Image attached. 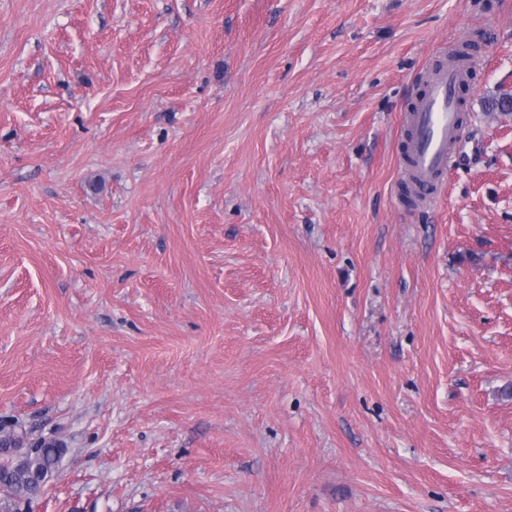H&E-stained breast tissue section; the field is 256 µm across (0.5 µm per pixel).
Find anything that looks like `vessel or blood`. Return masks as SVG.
Instances as JSON below:
<instances>
[{
  "label": "vessel or blood",
  "instance_id": "obj_1",
  "mask_svg": "<svg viewBox=\"0 0 512 512\" xmlns=\"http://www.w3.org/2000/svg\"><path fill=\"white\" fill-rule=\"evenodd\" d=\"M464 77V71L454 65L429 70L424 78L426 91L408 116L409 171L420 192L440 188L443 176L456 159L454 148L461 122L457 90Z\"/></svg>",
  "mask_w": 512,
  "mask_h": 512
}]
</instances>
